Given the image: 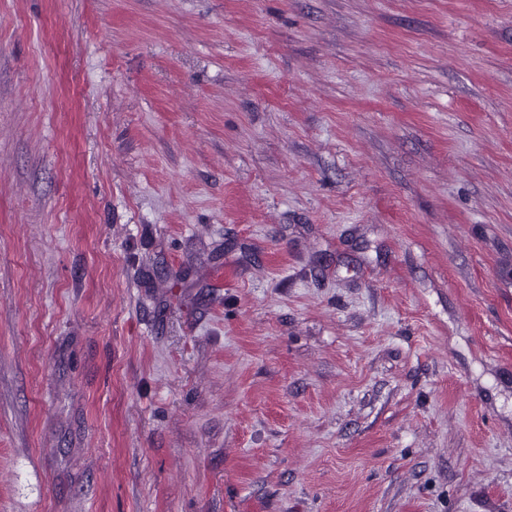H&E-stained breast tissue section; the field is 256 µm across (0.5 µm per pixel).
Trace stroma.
Returning <instances> with one entry per match:
<instances>
[{
    "instance_id": "obj_1",
    "label": "stroma",
    "mask_w": 512,
    "mask_h": 512,
    "mask_svg": "<svg viewBox=\"0 0 512 512\" xmlns=\"http://www.w3.org/2000/svg\"><path fill=\"white\" fill-rule=\"evenodd\" d=\"M0 512H512V0H0Z\"/></svg>"
}]
</instances>
